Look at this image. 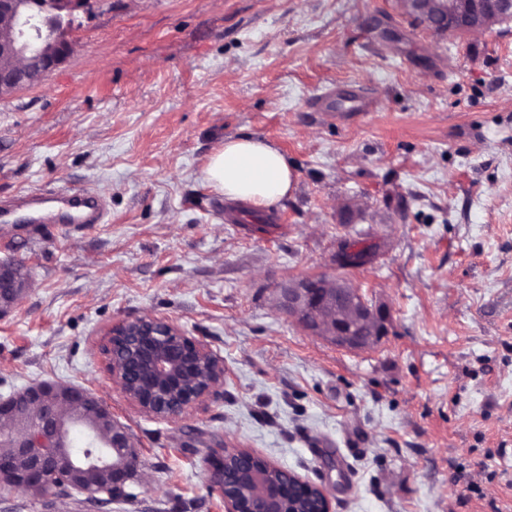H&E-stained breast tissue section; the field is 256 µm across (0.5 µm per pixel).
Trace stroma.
Returning a JSON list of instances; mask_svg holds the SVG:
<instances>
[{
    "label": "stroma",
    "mask_w": 512,
    "mask_h": 512,
    "mask_svg": "<svg viewBox=\"0 0 512 512\" xmlns=\"http://www.w3.org/2000/svg\"><path fill=\"white\" fill-rule=\"evenodd\" d=\"M71 36L0 96V199L68 185L108 216L0 223V264L26 275L0 314V396L85 387L139 465L131 498L0 491V512H224V446L325 487L331 512H512V21L453 38L403 0H94ZM344 83L377 109L316 112ZM245 136L295 172L273 207L202 179ZM342 241L372 261L338 267ZM317 276L364 295L378 343L339 348L281 309ZM141 316L224 366L177 419L142 412L103 352Z\"/></svg>",
    "instance_id": "1"
}]
</instances>
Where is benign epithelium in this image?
Listing matches in <instances>:
<instances>
[{
    "label": "benign epithelium",
    "mask_w": 512,
    "mask_h": 512,
    "mask_svg": "<svg viewBox=\"0 0 512 512\" xmlns=\"http://www.w3.org/2000/svg\"><path fill=\"white\" fill-rule=\"evenodd\" d=\"M421 19L435 27L471 33L485 29L490 18L512 20V0H408ZM91 0H0V26L8 35L0 36V95L39 83L44 75L63 63L73 50L69 20L79 10H87ZM23 288L12 271L0 270V311L8 308ZM282 306L308 330L319 333L335 345L359 350L379 340L384 324L376 319L369 302L352 288L332 287L327 279H305L285 289ZM110 338L120 341L121 356L109 361L125 394L146 414L175 419L187 407L216 392L224 379V366L217 364L205 386H194L206 350L175 325L153 317H141L112 327ZM102 408V402L87 389L61 387L44 381L8 398H0V419L12 414L19 403L36 414L0 431V486L30 490L50 486L56 493L73 490L83 493L96 505L126 493L133 469L117 462L112 451L132 450L131 437L120 426L112 427L106 448L89 456L74 458L67 443L68 425L62 403ZM89 466L110 469L108 482L89 491L76 482ZM252 496L242 504L224 493V512H281L279 501L265 480L264 468L249 474Z\"/></svg>",
    "instance_id": "1"
}]
</instances>
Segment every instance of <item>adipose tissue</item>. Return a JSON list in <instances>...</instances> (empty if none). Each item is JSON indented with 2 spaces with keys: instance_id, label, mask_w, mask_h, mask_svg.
Returning a JSON list of instances; mask_svg holds the SVG:
<instances>
[{
  "instance_id": "adipose-tissue-1",
  "label": "adipose tissue",
  "mask_w": 512,
  "mask_h": 512,
  "mask_svg": "<svg viewBox=\"0 0 512 512\" xmlns=\"http://www.w3.org/2000/svg\"><path fill=\"white\" fill-rule=\"evenodd\" d=\"M203 178L227 199L269 208L288 194L293 171L277 147L241 137L226 142L211 156Z\"/></svg>"
}]
</instances>
